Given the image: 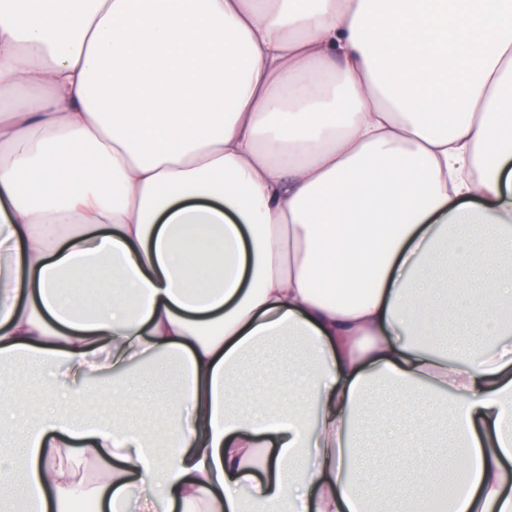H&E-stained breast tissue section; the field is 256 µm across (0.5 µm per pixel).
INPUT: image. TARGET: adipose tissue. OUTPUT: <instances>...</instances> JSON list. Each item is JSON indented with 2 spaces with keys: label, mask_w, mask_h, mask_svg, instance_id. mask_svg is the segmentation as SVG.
I'll list each match as a JSON object with an SVG mask.
<instances>
[{
  "label": "adipose tissue",
  "mask_w": 512,
  "mask_h": 512,
  "mask_svg": "<svg viewBox=\"0 0 512 512\" xmlns=\"http://www.w3.org/2000/svg\"><path fill=\"white\" fill-rule=\"evenodd\" d=\"M0 85V512H512V0H0Z\"/></svg>",
  "instance_id": "obj_1"
}]
</instances>
